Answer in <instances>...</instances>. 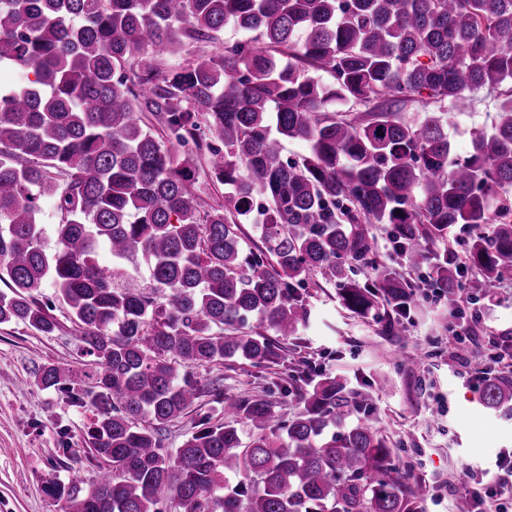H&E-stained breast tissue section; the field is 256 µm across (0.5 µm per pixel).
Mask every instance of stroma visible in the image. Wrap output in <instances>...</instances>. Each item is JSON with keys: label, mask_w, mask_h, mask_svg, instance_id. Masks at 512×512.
I'll return each instance as SVG.
<instances>
[{"label": "stroma", "mask_w": 512, "mask_h": 512, "mask_svg": "<svg viewBox=\"0 0 512 512\" xmlns=\"http://www.w3.org/2000/svg\"><path fill=\"white\" fill-rule=\"evenodd\" d=\"M499 99L485 90L475 93L469 108L457 114L448 136L458 154L471 149V134L490 127ZM463 286L483 317L470 324V359L455 356L459 323L447 303L416 297L404 319L405 335L385 333L377 318L356 317L344 309L330 285H309L304 300L309 321L298 339L286 340V359L306 360L312 374L330 373L348 386L374 384L375 415L391 437L395 462L408 485H423L431 494L425 512H448L466 469L494 475L504 452H512V420L486 408L471 376L493 354L490 336L512 327V281L495 298L477 287V274L467 270ZM59 327L41 335L24 325L0 326V512H59L45 492L48 479L81 472L93 478L96 466L87 459L84 437L90 413L66 394L42 389L34 381L39 366L55 362L84 372L87 359L78 355V333L68 306L52 286L42 290ZM281 367L259 369L250 364L193 368L200 383L223 378L232 393L259 395L271 401L277 418H287L294 404L276 383ZM224 420L221 405L201 398L163 431L166 448L174 449L195 430L202 416Z\"/></svg>", "instance_id": "1"}]
</instances>
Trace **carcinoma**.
Returning <instances> with one entry per match:
<instances>
[{"label":"carcinoma","mask_w":512,"mask_h":512,"mask_svg":"<svg viewBox=\"0 0 512 512\" xmlns=\"http://www.w3.org/2000/svg\"><path fill=\"white\" fill-rule=\"evenodd\" d=\"M228 23L249 38L158 67L182 38L215 39ZM1 64L32 77L0 86V326L54 333L39 299L50 282L91 357L83 376L55 363L36 373L94 415L95 478L45 485L62 512H424L375 425L372 387L294 365L277 387L298 410L277 420L267 399L178 367L275 363L278 340L305 327L303 290L318 277L346 310L398 331L418 284L380 266L381 229L453 300L463 268L434 245L457 225L486 297L512 279V94L466 155L449 112L405 122L379 105L336 109L425 94L463 111L512 84V0H0ZM144 107L166 139L141 125ZM204 133L219 142L205 174L224 203L201 212ZM287 140L305 153L286 158ZM46 199L63 215L52 252ZM140 258L148 289L130 273ZM357 265L371 275L356 278ZM252 318L263 331L238 333ZM204 396L224 423L203 418L164 447L160 430ZM481 398L512 419V372L488 375Z\"/></svg>","instance_id":"1"}]
</instances>
